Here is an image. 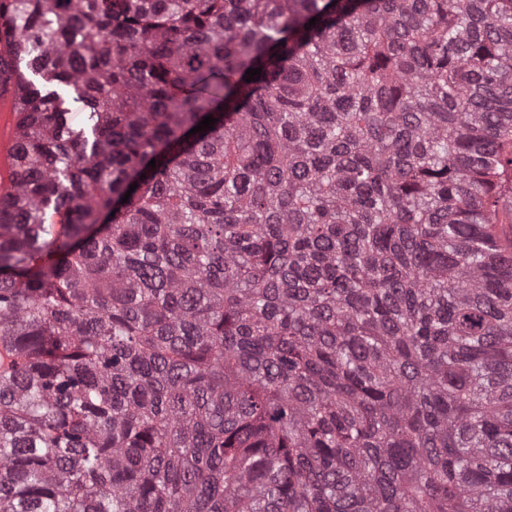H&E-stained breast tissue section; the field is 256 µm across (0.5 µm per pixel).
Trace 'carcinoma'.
Returning <instances> with one entry per match:
<instances>
[{"label":"carcinoma","mask_w":512,"mask_h":512,"mask_svg":"<svg viewBox=\"0 0 512 512\" xmlns=\"http://www.w3.org/2000/svg\"><path fill=\"white\" fill-rule=\"evenodd\" d=\"M10 20L0 512H512V0Z\"/></svg>","instance_id":"cac0c4a2"}]
</instances>
